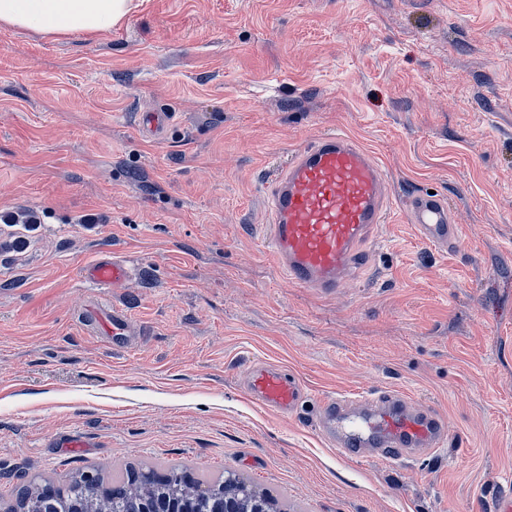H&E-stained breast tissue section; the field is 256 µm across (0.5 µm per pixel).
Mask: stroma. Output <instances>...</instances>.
<instances>
[{
    "mask_svg": "<svg viewBox=\"0 0 512 512\" xmlns=\"http://www.w3.org/2000/svg\"><path fill=\"white\" fill-rule=\"evenodd\" d=\"M109 33L0 27V502L95 467L236 471L288 512H493L512 490V0H135ZM172 112L164 139L136 114ZM325 131L393 191L359 280L292 288L264 247L266 185ZM443 196L456 253L402 209ZM96 216L93 224L85 216ZM110 249L124 288L86 282ZM122 309L112 348L89 311ZM255 360L311 397L289 417L239 379ZM393 389L444 447L341 458L322 399Z\"/></svg>",
    "mask_w": 512,
    "mask_h": 512,
    "instance_id": "35a3bbf8",
    "label": "stroma"
}]
</instances>
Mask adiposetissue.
I'll list each match as a JSON object with an SVG mask.
<instances>
[{"mask_svg": "<svg viewBox=\"0 0 512 512\" xmlns=\"http://www.w3.org/2000/svg\"><path fill=\"white\" fill-rule=\"evenodd\" d=\"M131 8L132 0H0V26L54 38L93 36L117 27Z\"/></svg>", "mask_w": 512, "mask_h": 512, "instance_id": "1", "label": "adipose tissue"}]
</instances>
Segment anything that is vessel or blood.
Returning a JSON list of instances; mask_svg holds the SVG:
<instances>
[{
  "label": "vessel or blood",
  "mask_w": 512,
  "mask_h": 512,
  "mask_svg": "<svg viewBox=\"0 0 512 512\" xmlns=\"http://www.w3.org/2000/svg\"><path fill=\"white\" fill-rule=\"evenodd\" d=\"M171 113L155 108L138 113L140 130L165 136ZM390 204L384 169L370 150L341 132L320 134L273 173L269 182V231L265 243L290 286L336 294L365 265L366 245L383 224ZM422 240L447 251L461 243V227L437 194L411 195L404 212ZM91 284L121 288L129 265L103 254L82 271ZM248 394L262 405L293 414L306 392L288 370L252 364L244 380ZM317 426L338 455L397 463L431 453L448 439L446 421L416 407L404 393L374 397L344 395L326 400Z\"/></svg>",
  "instance_id": "1"
}]
</instances>
